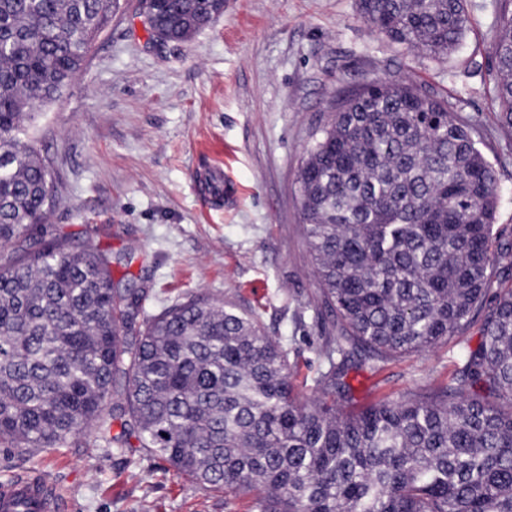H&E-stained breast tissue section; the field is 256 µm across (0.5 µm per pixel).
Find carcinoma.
<instances>
[{"label": "carcinoma", "mask_w": 512, "mask_h": 512, "mask_svg": "<svg viewBox=\"0 0 512 512\" xmlns=\"http://www.w3.org/2000/svg\"><path fill=\"white\" fill-rule=\"evenodd\" d=\"M492 48L497 122L512 133V0ZM119 0H0V447L147 448L254 512H512V236L476 130L410 80H370L314 134L298 177L303 231L337 336L318 396L288 345L230 303L190 296L143 315L112 254L38 227L53 206L27 117L79 72ZM467 0H358L363 20L432 58ZM151 34L184 42L224 0H143ZM480 341L427 393L349 415L348 363Z\"/></svg>", "instance_id": "carcinoma-1"}]
</instances>
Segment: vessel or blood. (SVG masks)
Segmentation results:
<instances>
[{
	"mask_svg": "<svg viewBox=\"0 0 512 512\" xmlns=\"http://www.w3.org/2000/svg\"><path fill=\"white\" fill-rule=\"evenodd\" d=\"M71 499L46 476L24 469L0 482V512H72Z\"/></svg>",
	"mask_w": 512,
	"mask_h": 512,
	"instance_id": "1",
	"label": "vessel or blood"
}]
</instances>
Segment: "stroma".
<instances>
[{"instance_id": "35a3bbf8", "label": "stroma", "mask_w": 512, "mask_h": 512, "mask_svg": "<svg viewBox=\"0 0 512 512\" xmlns=\"http://www.w3.org/2000/svg\"><path fill=\"white\" fill-rule=\"evenodd\" d=\"M140 3L121 0L74 82L35 106L30 133L51 160L46 225L75 248L130 255L113 275L148 288V314L195 295L232 302L316 376L336 316L308 306L318 283L297 177L337 97L373 79H412L478 130L500 187L495 222L512 230V135L497 124L492 57L498 0H467L465 35L438 58L372 32L357 0H226L223 16L169 43L152 37ZM479 339L474 324L462 340L351 372L347 411L447 383ZM27 468L65 490L73 512H249L248 498L203 491L145 449L0 448V481Z\"/></svg>"}]
</instances>
